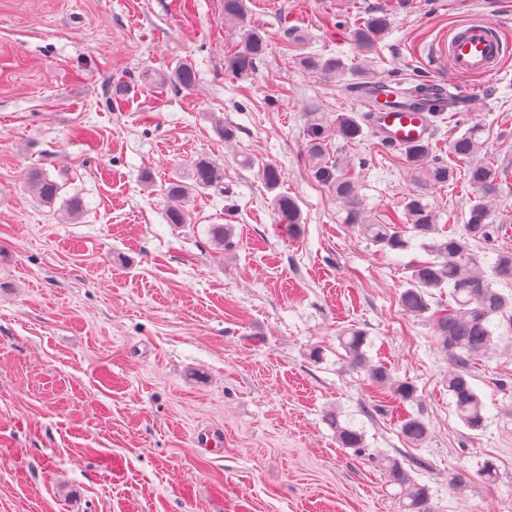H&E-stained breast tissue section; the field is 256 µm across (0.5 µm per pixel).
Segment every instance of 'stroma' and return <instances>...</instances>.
Returning <instances> with one entry per match:
<instances>
[{
  "mask_svg": "<svg viewBox=\"0 0 512 512\" xmlns=\"http://www.w3.org/2000/svg\"><path fill=\"white\" fill-rule=\"evenodd\" d=\"M246 6L269 50L240 79L224 69L236 34L221 0H0V512H402L384 456L431 487L435 512H512V330L472 369L491 424L471 431L432 320L400 306L420 250L379 251L344 224L308 149L321 136L352 165L374 219L421 191L459 229L479 194L462 173L421 186L373 128L337 139V115L361 112L353 77L301 61L365 58L403 86L434 81L453 25L483 16L512 42V0ZM385 8L388 34L362 54L351 32ZM288 23L302 51L284 52ZM179 60L196 67L193 88L148 81ZM116 83L129 88L117 101ZM448 90L468 105L436 121L440 157L478 124L484 156L512 170V56ZM200 155L224 187L193 195L173 226L165 183ZM265 164L299 205L295 232L277 231ZM34 170L60 184L54 203L28 190ZM215 224L232 226L230 247L212 241ZM351 329L414 385L412 401L350 366L338 337ZM331 412L363 431L365 454L340 447ZM407 412L429 426L423 445L400 434ZM487 459L491 483L476 476ZM302 58L303 65L308 71L320 74L324 77L338 78L342 76L346 70H348V66L339 56L325 58L323 56L311 54L305 55Z\"/></svg>",
  "mask_w": 512,
  "mask_h": 512,
  "instance_id": "stroma-1",
  "label": "stroma"
}]
</instances>
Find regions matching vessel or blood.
Masks as SVG:
<instances>
[{
    "mask_svg": "<svg viewBox=\"0 0 512 512\" xmlns=\"http://www.w3.org/2000/svg\"><path fill=\"white\" fill-rule=\"evenodd\" d=\"M511 55L512 46L497 34L491 22L476 17L449 30L443 60L449 75L485 77L497 73ZM364 105L372 114L374 129L392 146L406 147L432 135L433 127L425 111L381 103L371 97L365 98Z\"/></svg>",
    "mask_w": 512,
    "mask_h": 512,
    "instance_id": "vessel-or-blood-1",
    "label": "vessel or blood"
}]
</instances>
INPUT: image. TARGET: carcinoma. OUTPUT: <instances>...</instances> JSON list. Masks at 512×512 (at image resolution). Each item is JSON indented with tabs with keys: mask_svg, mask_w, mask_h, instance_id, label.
<instances>
[{
	"mask_svg": "<svg viewBox=\"0 0 512 512\" xmlns=\"http://www.w3.org/2000/svg\"><path fill=\"white\" fill-rule=\"evenodd\" d=\"M224 24L237 28L244 21V0H223ZM389 29L386 15H370L363 19L352 33V38L365 53L375 51ZM268 39L255 29H242L240 42L224 55V69L245 78L255 71L257 61L266 56ZM304 67L324 77H340L348 66L339 57L325 58L318 55L303 56ZM160 83L174 88L190 89L196 83V70L192 63L180 61L168 73L162 74ZM369 113L358 117L348 113L336 117V138L346 143H356L363 137V125L369 123ZM483 129L473 125L462 134L448 141V152L456 162L465 165L470 185L479 194V200L468 212L461 231H445L440 227V215L425 201V195L412 193L404 198L403 218H390L387 222L373 220L367 215L364 199L350 170L328 166L323 161V144L315 138L309 147L315 161L314 177L326 184L336 194L343 207V221L359 236L387 252L406 251L413 245L425 252L427 258L416 260L411 266L408 287L399 298L400 305L413 316H423L431 311V299L449 290L452 304L448 310L431 311L434 330L453 364L448 374V395L454 413L471 431H485L489 427L485 404L471 382V367L489 357L495 349L494 317L508 316L512 328V249L504 244L506 225L492 221V201L500 186L506 181L508 171L485 158H479L483 149ZM404 160L409 168L422 177L426 185H446L456 176V168L436 155L432 141L403 148ZM260 176L270 191L276 190L282 179L281 170L264 165ZM224 174L208 157L200 156L189 165L188 181L178 174L168 182L165 194L169 200L167 221L170 224L187 223L186 205L192 192L217 187ZM30 190L45 203H52L59 196L61 185L43 173L27 178ZM280 223L293 231L301 223L295 199L278 193L272 199ZM483 249L494 255L487 268H482L475 250ZM350 364L355 368H368L370 379L386 385L393 396L402 402L414 398L415 387L407 380H394L382 365L369 362L365 347L366 333L352 329L338 337ZM336 431V440L344 448H365L362 431L343 424L339 415L329 416ZM401 433L414 445L423 444L428 435L427 423L419 416L408 414L402 419ZM380 468L387 483L399 487V498L404 512H432L431 488L419 482L395 458H384Z\"/></svg>",
	"mask_w": 512,
	"mask_h": 512,
	"instance_id": "1",
	"label": "carcinoma"
}]
</instances>
